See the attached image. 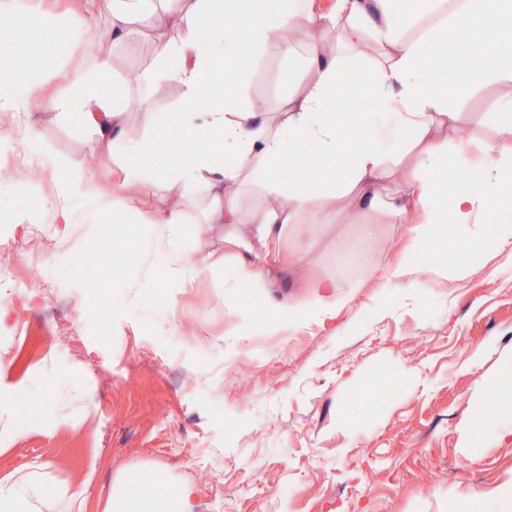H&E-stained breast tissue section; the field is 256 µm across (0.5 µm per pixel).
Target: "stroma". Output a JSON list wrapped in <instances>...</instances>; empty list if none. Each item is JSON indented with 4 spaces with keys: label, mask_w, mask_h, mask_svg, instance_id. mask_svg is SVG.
I'll list each match as a JSON object with an SVG mask.
<instances>
[{
    "label": "stroma",
    "mask_w": 512,
    "mask_h": 512,
    "mask_svg": "<svg viewBox=\"0 0 512 512\" xmlns=\"http://www.w3.org/2000/svg\"><path fill=\"white\" fill-rule=\"evenodd\" d=\"M30 2L10 0L16 24L0 28V42L14 46L0 54V71L21 84L48 76L25 110L0 107V481L38 473L50 496L41 512H79L80 487L86 512H105L122 476L133 492L192 485L196 512H512L500 495L512 484V423L486 392L501 353L512 351V257L492 239L472 251L457 234L447 253L413 257L409 287H376L365 265L401 254L399 221L351 214L342 197L260 294L242 282L225 287L224 236L203 221L204 188L181 195L178 235L192 259L216 267L180 280L164 274L146 225L133 223L136 211L166 209L169 198L140 188L110 223L88 222L84 204L61 223L56 193L73 172L107 196L121 183L111 149L60 106L73 75L106 65L101 91L126 105L129 138L180 153L182 129L154 137L138 103L162 116L179 110L183 87L154 67L186 24L158 25L139 0L133 37L120 44L86 0H40L46 22L37 29ZM98 37L99 52H88ZM324 47L351 78L380 58L369 33L353 45L331 35ZM308 79L288 59L263 57L242 76L238 105L279 111L289 82ZM511 90L492 76L453 98L468 136L449 134L445 151L481 157ZM361 224L378 227L365 261L349 248ZM134 228L127 254L112 239ZM59 270L68 278L55 279ZM317 277L334 278L347 306L332 324L292 329L302 284ZM271 313L284 325L275 335ZM68 318L84 331L76 353L55 336ZM378 380L388 385L380 403L370 391ZM467 418L487 423L468 445L458 432Z\"/></svg>",
    "instance_id": "obj_1"
}]
</instances>
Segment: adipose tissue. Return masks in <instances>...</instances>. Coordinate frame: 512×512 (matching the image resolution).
<instances>
[{"instance_id": "ef3b65f1", "label": "adipose tissue", "mask_w": 512, "mask_h": 512, "mask_svg": "<svg viewBox=\"0 0 512 512\" xmlns=\"http://www.w3.org/2000/svg\"><path fill=\"white\" fill-rule=\"evenodd\" d=\"M159 16L176 17L187 24L183 37L163 45L158 62L176 56L178 69L166 71L167 79L185 88L183 105L172 120L186 130L201 126L219 142V150L190 147L176 157L159 154L151 140H132L127 135V114L121 105L105 107L100 85L75 75L72 93L65 99L68 111L79 113L93 127L101 142L112 146L113 161L124 173L126 182L143 186L154 195H176L192 186H203L224 199L211 207L207 221L224 228L226 242L239 250L225 263L224 284L234 287L246 283L249 288H269L273 265L282 255L287 238L297 234L303 216L315 214L314 199L333 200L337 189L351 190L355 210L377 208L391 214L416 212V223L403 227L409 252L429 245L427 227L438 216L431 203L447 186L448 161L433 131L453 129L459 121L458 110L449 104L442 88L453 82L472 86L491 75L512 79V0H495L493 8H484L479 0H337L332 15L319 13L314 0H156ZM256 15L252 50H245L239 39L243 18ZM225 17V25L209 26L210 16ZM435 16L442 25L454 24L466 17L470 25L493 33L494 39L481 62L475 66L447 71L420 58L419 41L405 37L412 20ZM328 34L337 29L344 42L357 40L372 32L383 53L374 72L361 87L365 93L386 96L383 112L363 116L364 137L354 149L353 167L340 165L341 156L350 150L344 136L340 113L329 105L327 88L341 89L346 72L340 59L326 54L320 43H312L305 56H298L293 42L284 38L285 30L297 24ZM435 30V37L443 32ZM292 59L301 58L312 71V80L297 93L288 96L276 117L253 109L238 112L234 100L240 74L249 69L253 50ZM223 58L218 72L203 68L206 60ZM224 90V105L201 111L202 93L214 85ZM498 133L482 161L480 185L456 186L454 210L459 226L470 235L473 249H480L486 238H494L500 250L512 254V208L501 204V186L512 180V93L503 96L496 107ZM333 160L328 172H312L303 177L299 170L308 150ZM223 162H216V153ZM400 169L398 187L393 194L381 196L378 186L390 166ZM291 172L283 180L282 172ZM267 182L265 196L252 209L239 207L226 193L249 182L255 176ZM63 201H92V223L105 224L110 213L124 210L120 197L105 198L81 174H74L58 187ZM280 197L272 206L270 197ZM136 221L151 227V236L166 254L168 271L180 276L187 255L176 239V228L185 223L184 213L176 208L161 212H140ZM342 306L336 301V283L318 279L312 283L310 302L294 320V327L310 322L320 324L335 319ZM44 490L29 478L12 484L0 483V512H35V503ZM195 490L181 486L174 499H159L142 492L131 494L119 484L112 494L111 512H195Z\"/></svg>"}]
</instances>
